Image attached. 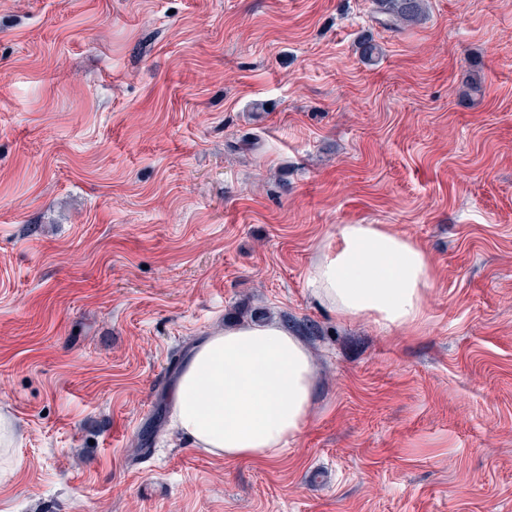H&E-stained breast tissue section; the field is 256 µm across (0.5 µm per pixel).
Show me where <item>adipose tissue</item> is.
<instances>
[{"label":"adipose tissue","mask_w":512,"mask_h":512,"mask_svg":"<svg viewBox=\"0 0 512 512\" xmlns=\"http://www.w3.org/2000/svg\"><path fill=\"white\" fill-rule=\"evenodd\" d=\"M310 279L337 317L405 329L425 319L429 263L416 243L378 224L341 226ZM315 389L306 343L276 322L216 328L198 344L172 394V428L227 459L272 460L304 430Z\"/></svg>","instance_id":"ef3b65f1"}]
</instances>
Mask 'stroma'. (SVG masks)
<instances>
[{"label":"stroma","instance_id":"35a3bbf8","mask_svg":"<svg viewBox=\"0 0 512 512\" xmlns=\"http://www.w3.org/2000/svg\"><path fill=\"white\" fill-rule=\"evenodd\" d=\"M345 224L425 250L417 330L316 300ZM254 310L318 378L227 461L170 391ZM0 411V512H512V0H0ZM383 23L391 28H402L419 22L425 13V0H379ZM14 441L15 430L13 421L9 415L0 412V477L4 479L12 474L11 448L14 446Z\"/></svg>","mask_w":512,"mask_h":512}]
</instances>
